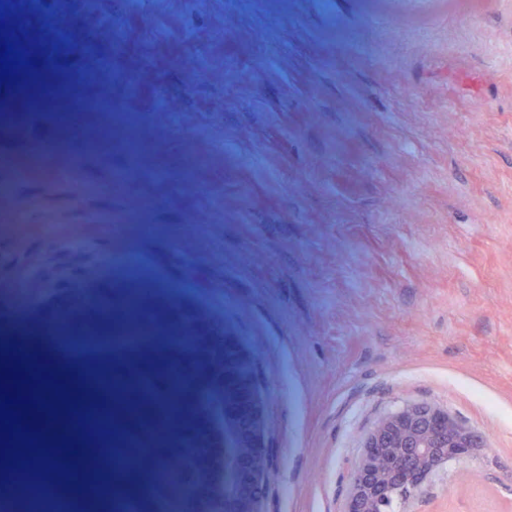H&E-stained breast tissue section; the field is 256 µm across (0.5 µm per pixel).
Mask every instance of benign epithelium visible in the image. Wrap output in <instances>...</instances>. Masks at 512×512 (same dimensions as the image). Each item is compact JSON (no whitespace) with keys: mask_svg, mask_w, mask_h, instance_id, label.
<instances>
[{"mask_svg":"<svg viewBox=\"0 0 512 512\" xmlns=\"http://www.w3.org/2000/svg\"><path fill=\"white\" fill-rule=\"evenodd\" d=\"M487 447L482 435L444 408L407 403L381 418L364 436L346 492L345 512H408L448 464L456 481L474 476L465 463Z\"/></svg>","mask_w":512,"mask_h":512,"instance_id":"7a95c632","label":"benign epithelium"}]
</instances>
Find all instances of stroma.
I'll list each match as a JSON object with an SVG mask.
<instances>
[{
	"label": "stroma",
	"mask_w": 512,
	"mask_h": 512,
	"mask_svg": "<svg viewBox=\"0 0 512 512\" xmlns=\"http://www.w3.org/2000/svg\"><path fill=\"white\" fill-rule=\"evenodd\" d=\"M0 35L82 102L10 120L34 146L99 123L93 60L133 71L154 259L201 340L141 360L184 412L139 450L144 512H343L363 437L413 402L490 443L415 512H512V0H0ZM81 157L56 170L92 220L0 258L18 319L59 290L99 305L100 257L141 239Z\"/></svg>",
	"instance_id": "1"
}]
</instances>
